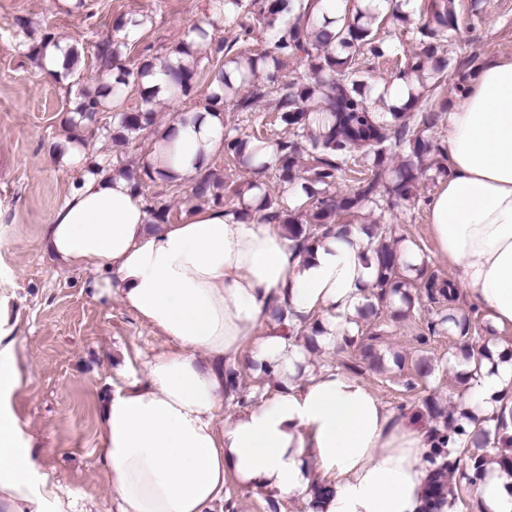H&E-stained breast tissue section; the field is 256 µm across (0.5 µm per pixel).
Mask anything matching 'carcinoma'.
I'll use <instances>...</instances> for the list:
<instances>
[{
  "instance_id": "carcinoma-1",
  "label": "carcinoma",
  "mask_w": 512,
  "mask_h": 512,
  "mask_svg": "<svg viewBox=\"0 0 512 512\" xmlns=\"http://www.w3.org/2000/svg\"><path fill=\"white\" fill-rule=\"evenodd\" d=\"M454 2L428 0L425 21L418 27L420 48L403 54L399 67L391 73L392 80L407 85V98L400 104H389L385 89L362 79L358 60L361 56L380 60L393 53V45L377 36L374 25L378 6H391L394 0H340L336 19L325 17L321 23L316 16L319 4L314 0H214L212 15L191 26L173 52L194 56V46L215 45L210 50L214 62L208 68V106L220 113L255 112L260 102L271 98L277 119L292 130V137L272 142L275 156L267 160L262 149L269 140L261 129L244 137L224 134V164L243 173L273 174L279 181L281 198L267 195L257 180L230 185L221 193L222 182L208 169L195 177L193 197L212 207L232 208L247 205L249 193L256 190L267 220L288 225L289 234L303 249L317 244L336 226L347 228L353 223L352 216L363 208L384 201L390 207L410 201L425 158L433 157L437 168L446 171L447 149L435 146L426 132L434 114L446 108L441 91L447 84L448 56L440 54V49L446 45L448 52L454 53L466 46ZM246 6L265 34L263 51L255 54L233 43H213L218 25L238 23ZM126 46V41L113 38L94 45L99 85L95 92L81 94L75 115L67 119L69 138L81 145L85 125L96 114L113 108L124 132L136 134L153 125L159 89L145 87L146 77L156 73L166 76L171 100L189 96L194 87L195 69L186 64L175 66L166 55L145 60L134 72L118 66ZM287 59L305 66V70L285 78L281 70ZM464 65L466 71L453 74L457 90L478 69L477 59L471 55ZM132 84L139 88L140 101L129 109L122 97ZM396 153H405L409 159L392 169L387 160ZM303 164L307 223L288 211L284 202ZM348 172L357 174L355 185L345 194L336 193V180ZM375 259L376 303L362 312L364 319L377 315L379 307L396 295L407 308L414 303V284L407 277L413 265L403 261L401 249L383 243L375 250ZM445 324L464 338L462 358L488 350V340L480 350L465 340L471 328L468 315L448 313L440 318V325ZM429 408L435 419L443 420L442 428L434 430L435 437H464L462 447L455 452L437 448L429 458L435 465L432 491L437 498L448 494V508L452 509L456 498L446 492L448 474L462 465L470 474L468 480L482 477L488 460L485 449L498 437L505 448L497 463L512 469V443L505 436L508 426L503 422L470 435L437 403Z\"/></svg>"
}]
</instances>
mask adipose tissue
<instances>
[{"instance_id": "adipose-tissue-1", "label": "adipose tissue", "mask_w": 512, "mask_h": 512, "mask_svg": "<svg viewBox=\"0 0 512 512\" xmlns=\"http://www.w3.org/2000/svg\"><path fill=\"white\" fill-rule=\"evenodd\" d=\"M448 175L429 203L438 254L484 314L491 356L463 363L466 430L507 423L512 436V57L484 64L448 114ZM224 150L207 105L157 128L154 174L192 183ZM60 263L92 271L94 297H118L168 344L142 378L113 390L98 429L115 512H220L228 484L301 499L307 512H449L433 499L434 448L419 416L362 380L307 361L301 330L327 349L357 334L376 266L360 225L299 250L286 226L248 207H204L154 224L131 180L82 174L45 226ZM265 367L231 414L224 372ZM0 335V512L63 508L10 409L28 383ZM478 512H512V474L489 465Z\"/></svg>"}]
</instances>
